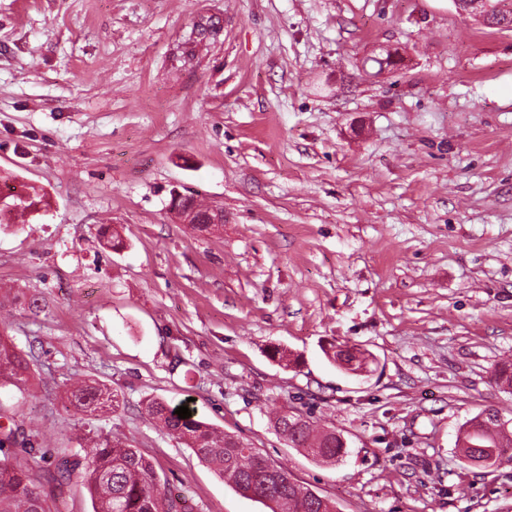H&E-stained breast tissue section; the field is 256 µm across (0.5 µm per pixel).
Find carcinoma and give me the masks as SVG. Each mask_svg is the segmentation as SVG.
I'll list each match as a JSON object with an SVG mask.
<instances>
[{
	"instance_id": "carcinoma-1",
	"label": "carcinoma",
	"mask_w": 512,
	"mask_h": 512,
	"mask_svg": "<svg viewBox=\"0 0 512 512\" xmlns=\"http://www.w3.org/2000/svg\"><path fill=\"white\" fill-rule=\"evenodd\" d=\"M28 360L0 337V385L26 380ZM70 406L84 412L115 411L119 396L95 384L70 390ZM149 416L184 441L197 458L212 466L243 495L273 503L271 512H335L334 504L294 480L288 468L264 457L242 440L217 431L197 416L178 418L175 407L163 400L146 403ZM274 427L292 448H303L317 462L334 463L345 454L341 435L319 430L310 417L286 411L276 415ZM21 444L24 455L0 460V512H62L71 486L70 461L43 469L36 461L38 436L27 434L15 422L0 424V451ZM456 447L468 464L490 467L512 462V429L497 414L482 421L468 420L460 428ZM81 482L93 512H193L188 500L161 490L154 464L118 436L99 437L86 454Z\"/></svg>"
}]
</instances>
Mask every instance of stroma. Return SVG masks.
<instances>
[{"instance_id":"35a3bbf8","label":"stroma","mask_w":512,"mask_h":512,"mask_svg":"<svg viewBox=\"0 0 512 512\" xmlns=\"http://www.w3.org/2000/svg\"><path fill=\"white\" fill-rule=\"evenodd\" d=\"M0 171L42 197L0 224V334L34 354L0 413L41 467L112 433L194 512H270L145 412L191 397L336 512H512V464L456 449L512 417V30L453 0H0ZM175 190L223 223H179ZM80 382L122 407L75 411ZM287 410L342 460L289 447ZM274 427L288 439L290 447L304 448L317 462L336 463L346 453L340 434L320 431L310 417L302 413H280L275 417Z\"/></svg>"}]
</instances>
